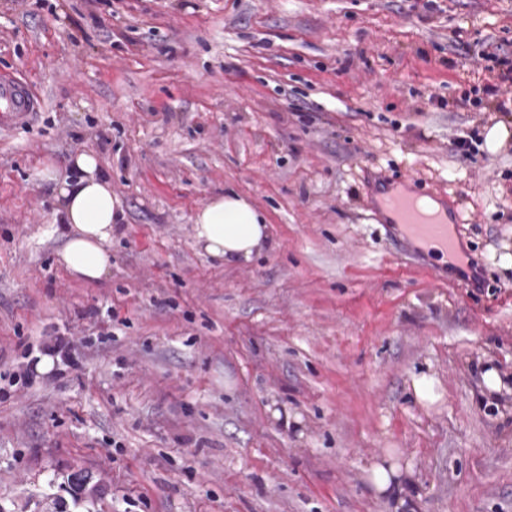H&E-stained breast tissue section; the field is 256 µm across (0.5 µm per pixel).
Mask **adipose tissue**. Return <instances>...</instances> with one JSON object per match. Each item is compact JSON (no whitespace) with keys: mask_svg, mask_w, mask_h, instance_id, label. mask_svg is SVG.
<instances>
[{"mask_svg":"<svg viewBox=\"0 0 512 512\" xmlns=\"http://www.w3.org/2000/svg\"><path fill=\"white\" fill-rule=\"evenodd\" d=\"M73 169V175L53 181L55 220L63 225L66 237L61 259L72 273L96 280L112 265L107 246L125 211L95 156L78 155ZM194 232L197 245L212 258L248 261L266 243L267 219L248 199L230 192L210 198L198 210Z\"/></svg>","mask_w":512,"mask_h":512,"instance_id":"1","label":"adipose tissue"}]
</instances>
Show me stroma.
<instances>
[{
	"instance_id": "35a3bbf8",
	"label": "stroma",
	"mask_w": 512,
	"mask_h": 512,
	"mask_svg": "<svg viewBox=\"0 0 512 512\" xmlns=\"http://www.w3.org/2000/svg\"><path fill=\"white\" fill-rule=\"evenodd\" d=\"M511 67L512 0H0L43 102L0 130V512H393L386 453L413 512H512ZM81 153L126 216L96 281L39 176ZM380 175L457 200L481 292L435 281ZM229 190L269 221L247 263L194 239ZM389 462L388 466L384 463ZM400 466L393 462L391 457H386L382 462H376L369 470L370 481L378 493H389L396 497L395 510L404 509L406 501L397 494L402 491L403 481L399 479Z\"/></svg>"
}]
</instances>
